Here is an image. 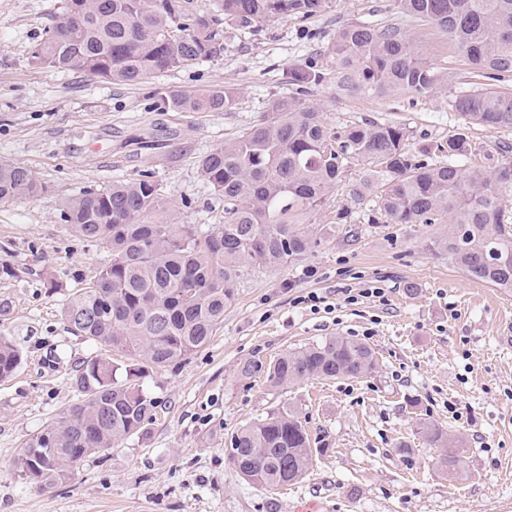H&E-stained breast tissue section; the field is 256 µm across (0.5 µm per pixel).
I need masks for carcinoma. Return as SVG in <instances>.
<instances>
[{"label": "carcinoma", "mask_w": 512, "mask_h": 512, "mask_svg": "<svg viewBox=\"0 0 512 512\" xmlns=\"http://www.w3.org/2000/svg\"><path fill=\"white\" fill-rule=\"evenodd\" d=\"M186 0H70L61 18L33 47L37 66L80 71L112 84L133 85L159 73L220 56L224 21L250 33L274 19H309L329 0H217L219 14L189 9ZM403 15L425 19L445 34L483 78L512 72V0H395ZM80 21H69L73 7ZM334 76L353 94L436 93L444 75L407 29L351 22L341 26L326 56L288 69L293 95L271 101L267 112L236 138L206 153L198 168L224 196V223L180 224L166 213L151 174L89 189L68 199L61 217L81 238L103 245L111 259L85 287L67 299L62 313L70 329L102 353L71 377L76 400L63 420L23 442L25 476L54 485L63 481L88 448H112L140 434L158 401L140 380L205 346L224 322L247 271L274 274L310 255L334 234L301 227L324 207L331 191L344 189L352 208L375 196L377 223L448 224L438 242L468 276L512 292V224L505 193L512 187V146H497L503 160L488 166L461 164L472 145L467 130L512 129V92L485 83L456 95L452 108L465 130L436 146L446 156L430 162L406 149L409 128L366 120L333 126L304 99L310 88ZM180 112H226L236 104L229 89L171 94ZM354 160L369 165L365 177L345 179ZM30 170L0 163V203L38 195ZM117 352L113 359L109 352ZM21 350L0 336V380L21 365ZM375 352L336 336L286 352L262 371L273 386L304 379L360 378L375 371ZM422 435L445 447L442 429L421 424ZM320 449L312 447L300 417L285 408L243 427L230 439L228 457L243 479L262 487L302 479Z\"/></svg>", "instance_id": "carcinoma-1"}]
</instances>
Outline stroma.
<instances>
[{"label":"stroma","instance_id":"stroma-1","mask_svg":"<svg viewBox=\"0 0 512 512\" xmlns=\"http://www.w3.org/2000/svg\"><path fill=\"white\" fill-rule=\"evenodd\" d=\"M66 0H0V162L31 169L44 190L0 204V334L23 362L0 381V512H512V293L467 276L436 242L444 224H371L347 210L343 189L309 216L310 230L336 227L313 255L276 274L244 275L224 322L186 361L154 371L145 387L159 407L144 433L83 458L48 487L26 478L25 439L74 403L70 378L99 347L62 316L68 296L108 260L106 248L75 236L61 205L89 188L151 172L182 224L224 221V199L198 160L292 95L288 68L323 55L349 22L406 27L446 75L431 97L354 96L335 79L309 104L330 124L371 119L406 124L407 149L438 159L437 143L462 126L450 99L474 87L471 66L433 24L398 13L393 0H331L308 20L279 19L252 33L226 27L219 57L135 85L31 64L33 46ZM231 88L229 112H179L159 92ZM380 287L338 303L341 288ZM326 297L318 311L301 304ZM345 336L371 346L375 371L362 378L271 386L251 361ZM301 412L323 452L298 483L265 488L230 462V439L279 409ZM431 422L461 459L447 476L440 451L419 434Z\"/></svg>","mask_w":512,"mask_h":512}]
</instances>
